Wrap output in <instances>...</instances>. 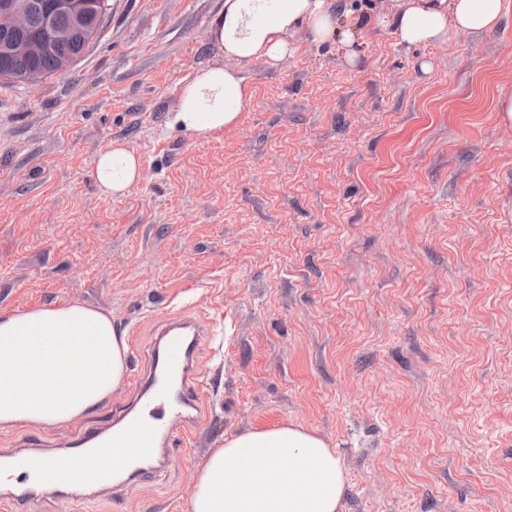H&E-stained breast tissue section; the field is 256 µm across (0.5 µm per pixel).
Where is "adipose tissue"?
Segmentation results:
<instances>
[{
  "mask_svg": "<svg viewBox=\"0 0 512 512\" xmlns=\"http://www.w3.org/2000/svg\"><path fill=\"white\" fill-rule=\"evenodd\" d=\"M512 0H381L378 24L398 44H439L458 32L494 30ZM363 20L334 0H224L212 21L219 55L241 62L284 64L294 37L337 40L354 60ZM177 108L165 127L206 139L236 123L248 99L242 71L221 65L182 80ZM143 175L138 155L123 143L101 150L95 182L106 195L129 191ZM128 348L110 315L80 304L0 314V428L53 427L72 422L123 382ZM51 482L112 484L111 459L73 470L67 457H48ZM345 474L328 442L300 426L258 429L226 438L207 458L184 512H339Z\"/></svg>",
  "mask_w": 512,
  "mask_h": 512,
  "instance_id": "obj_1",
  "label": "adipose tissue"
}]
</instances>
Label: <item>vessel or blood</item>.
Here are the masks:
<instances>
[{"mask_svg": "<svg viewBox=\"0 0 512 512\" xmlns=\"http://www.w3.org/2000/svg\"><path fill=\"white\" fill-rule=\"evenodd\" d=\"M213 322L186 308L159 321L149 364L134 380V398L112 411L103 426L71 432V463L111 456L116 475L149 481L171 464L170 450L190 445L207 416L201 392L204 374L196 367L200 341L215 336ZM45 442L28 439L0 456V470L15 473L12 488L0 489V501L16 505L50 498L44 482Z\"/></svg>", "mask_w": 512, "mask_h": 512, "instance_id": "b4317fda", "label": "vessel or blood"}]
</instances>
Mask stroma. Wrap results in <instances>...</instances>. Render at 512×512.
<instances>
[{
	"mask_svg": "<svg viewBox=\"0 0 512 512\" xmlns=\"http://www.w3.org/2000/svg\"><path fill=\"white\" fill-rule=\"evenodd\" d=\"M100 40L38 87L0 82V312L80 302L137 331L194 305L209 416L169 470L26 512H182L225 437L294 423L335 446L340 512H512V12L491 33L405 48L365 27L358 60L297 35L245 64L237 125L164 128L218 62L224 0H109ZM141 181L101 194L112 141Z\"/></svg>",
	"mask_w": 512,
	"mask_h": 512,
	"instance_id": "obj_1",
	"label": "stroma"
}]
</instances>
